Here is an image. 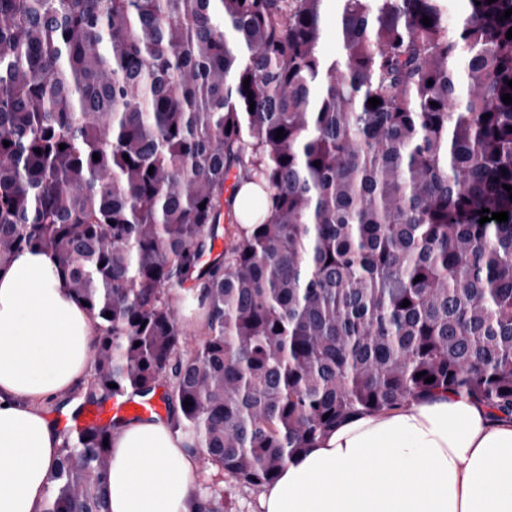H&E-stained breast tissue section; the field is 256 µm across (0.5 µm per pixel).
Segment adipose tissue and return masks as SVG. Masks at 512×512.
Segmentation results:
<instances>
[{
  "label": "adipose tissue",
  "instance_id": "1",
  "mask_svg": "<svg viewBox=\"0 0 512 512\" xmlns=\"http://www.w3.org/2000/svg\"><path fill=\"white\" fill-rule=\"evenodd\" d=\"M94 320L50 254L0 271V512H41L61 434L41 403L82 388ZM111 512H204L192 455L169 423H125ZM259 512H512V415L434 394L347 420L263 487Z\"/></svg>",
  "mask_w": 512,
  "mask_h": 512
}]
</instances>
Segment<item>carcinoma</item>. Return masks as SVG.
<instances>
[{"label": "carcinoma", "instance_id": "carcinoma-1", "mask_svg": "<svg viewBox=\"0 0 512 512\" xmlns=\"http://www.w3.org/2000/svg\"><path fill=\"white\" fill-rule=\"evenodd\" d=\"M325 2L0 0V270L53 257L95 320L74 414L163 386L208 512L355 417L512 414V0H339L336 58ZM232 171L255 223L203 263ZM125 422L64 439L42 512H110ZM340 8V2L331 0L327 2L324 16L325 36L319 45L320 53L334 57L341 51V45L336 39V15Z\"/></svg>", "mask_w": 512, "mask_h": 512}]
</instances>
